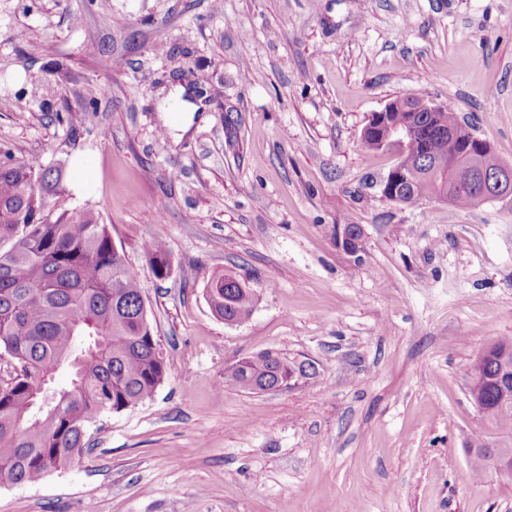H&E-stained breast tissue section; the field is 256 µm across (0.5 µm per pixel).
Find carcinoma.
Segmentation results:
<instances>
[{
	"label": "carcinoma",
	"instance_id": "obj_1",
	"mask_svg": "<svg viewBox=\"0 0 512 512\" xmlns=\"http://www.w3.org/2000/svg\"><path fill=\"white\" fill-rule=\"evenodd\" d=\"M408 106L393 121L413 116L420 129L447 131L459 125L449 107L431 112L414 96ZM425 145L420 149L416 137L407 144L413 172L402 200L435 195L455 207L476 205L467 188L428 174L425 161L448 159V137L434 134ZM62 180L56 168L0 163V357L14 363L11 382L0 384V486L35 483L71 466L92 422L150 398L166 375L137 271L114 251L107 225L92 212L55 208ZM144 253L157 276L168 275L162 241L145 242ZM206 298L231 324L248 319L255 304L251 288L231 272L211 277ZM60 371L71 376L65 388L53 386ZM275 371L288 368L263 353L224 371V384L249 392L254 377ZM498 373L497 361L485 358L481 412L511 432L512 411L497 402Z\"/></svg>",
	"mask_w": 512,
	"mask_h": 512
}]
</instances>
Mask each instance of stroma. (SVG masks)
<instances>
[{
    "mask_svg": "<svg viewBox=\"0 0 512 512\" xmlns=\"http://www.w3.org/2000/svg\"><path fill=\"white\" fill-rule=\"evenodd\" d=\"M179 87L177 140L160 106ZM408 95L512 165V0H0V161L62 170V207L137 270L167 363L73 466L0 486V512H512V477L471 471L512 436L467 390L512 339V195L383 197L395 158L362 130ZM224 270L255 294L244 323L207 303ZM266 351L307 377L224 386ZM144 253L154 266L157 276L166 277L170 263L164 243L160 240L147 241L144 243Z\"/></svg>",
    "mask_w": 512,
    "mask_h": 512,
    "instance_id": "obj_1",
    "label": "stroma"
}]
</instances>
